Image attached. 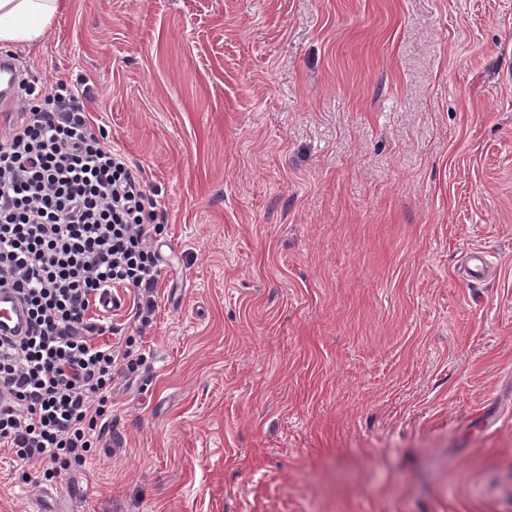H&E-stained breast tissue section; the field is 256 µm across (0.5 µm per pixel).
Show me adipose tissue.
<instances>
[{"label": "adipose tissue", "mask_w": 512, "mask_h": 512, "mask_svg": "<svg viewBox=\"0 0 512 512\" xmlns=\"http://www.w3.org/2000/svg\"><path fill=\"white\" fill-rule=\"evenodd\" d=\"M60 7L61 0H0V42L41 39Z\"/></svg>", "instance_id": "ef3b65f1"}]
</instances>
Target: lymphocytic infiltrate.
Wrapping results in <instances>:
<instances>
[{
  "label": "lymphocytic infiltrate",
  "mask_w": 512,
  "mask_h": 512,
  "mask_svg": "<svg viewBox=\"0 0 512 512\" xmlns=\"http://www.w3.org/2000/svg\"><path fill=\"white\" fill-rule=\"evenodd\" d=\"M22 121L0 135V289L18 293L26 329L0 338V447L44 478L86 463L112 426V389L143 362L134 339L104 340L90 315L132 289L137 336L151 327L164 227L141 168L113 150L78 90L28 91Z\"/></svg>",
  "instance_id": "obj_1"
}]
</instances>
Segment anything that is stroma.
<instances>
[{"label":"stroma","instance_id":"1","mask_svg":"<svg viewBox=\"0 0 512 512\" xmlns=\"http://www.w3.org/2000/svg\"><path fill=\"white\" fill-rule=\"evenodd\" d=\"M64 2L14 52L166 253L112 436L0 512H512V0Z\"/></svg>","mask_w":512,"mask_h":512}]
</instances>
